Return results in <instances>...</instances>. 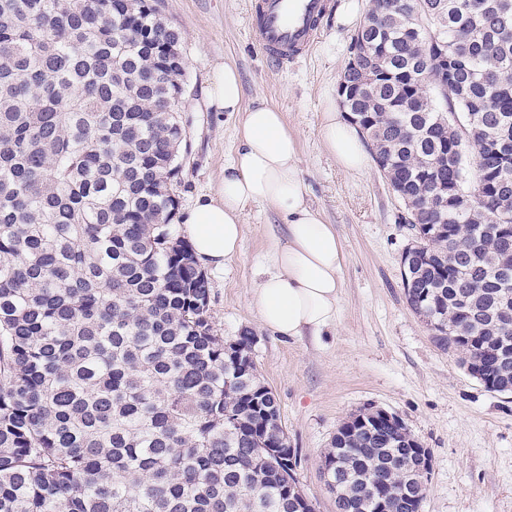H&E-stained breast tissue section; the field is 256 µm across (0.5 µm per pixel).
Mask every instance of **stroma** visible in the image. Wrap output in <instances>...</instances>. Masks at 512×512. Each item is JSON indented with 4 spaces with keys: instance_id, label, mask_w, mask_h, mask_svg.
Returning a JSON list of instances; mask_svg holds the SVG:
<instances>
[{
    "instance_id": "obj_1",
    "label": "stroma",
    "mask_w": 512,
    "mask_h": 512,
    "mask_svg": "<svg viewBox=\"0 0 512 512\" xmlns=\"http://www.w3.org/2000/svg\"><path fill=\"white\" fill-rule=\"evenodd\" d=\"M343 2L330 0L313 54L280 70L267 67L249 37L257 0L157 2L185 47L189 148L173 180L179 213L215 193L235 150L240 118L217 111L208 95L213 66L227 63L240 73L244 106L261 99L283 112L299 141L307 196L345 252L335 326L319 336H279L261 325L250 289L285 224L271 206H246L240 254L224 268L205 269L212 321L225 340L255 336L254 360L278 399L299 458L296 477L315 512H336L322 452L340 424L370 407L397 414L430 450L422 512H512V395L486 391L436 345L404 298L401 257L412 232L397 220L400 202L377 167L345 172L320 137L354 31L340 19Z\"/></svg>"
}]
</instances>
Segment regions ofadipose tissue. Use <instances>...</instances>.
Instances as JSON below:
<instances>
[{"instance_id":"1","label":"adipose tissue","mask_w":512,"mask_h":512,"mask_svg":"<svg viewBox=\"0 0 512 512\" xmlns=\"http://www.w3.org/2000/svg\"><path fill=\"white\" fill-rule=\"evenodd\" d=\"M210 96L220 110L241 114L238 144L215 196L199 200L183 215L195 254L221 267L241 246V214L250 204H267L284 218L287 232L268 258L269 268L251 290L262 325L296 338L320 335L336 321L345 260L334 225L325 223L309 202L297 166L299 144L282 112L257 102L241 105V77L227 63L211 74ZM321 135L327 151L349 173L369 166L358 130L335 106H328Z\"/></svg>"}]
</instances>
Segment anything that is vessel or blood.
Instances as JSON below:
<instances>
[{
  "label": "vessel or blood",
  "mask_w": 512,
  "mask_h": 512,
  "mask_svg": "<svg viewBox=\"0 0 512 512\" xmlns=\"http://www.w3.org/2000/svg\"><path fill=\"white\" fill-rule=\"evenodd\" d=\"M328 0H260V23L250 35L266 60L283 68L310 55L322 30Z\"/></svg>",
  "instance_id": "1"
}]
</instances>
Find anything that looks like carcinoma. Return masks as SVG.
<instances>
[{"label": "carcinoma", "instance_id": "1", "mask_svg": "<svg viewBox=\"0 0 512 512\" xmlns=\"http://www.w3.org/2000/svg\"><path fill=\"white\" fill-rule=\"evenodd\" d=\"M503 0H372L378 72L354 102L373 156L414 208L410 308L481 383L512 394V26ZM426 29L414 30L417 16ZM448 39L463 86L433 98L397 76ZM181 31L156 0H0V512H314L267 428L274 392L249 333L214 329L211 289L173 220L187 151ZM448 126L435 125L439 114ZM439 180L448 208H432ZM343 422L321 456L339 512L430 473L407 425Z\"/></svg>", "mask_w": 512, "mask_h": 512}]
</instances>
